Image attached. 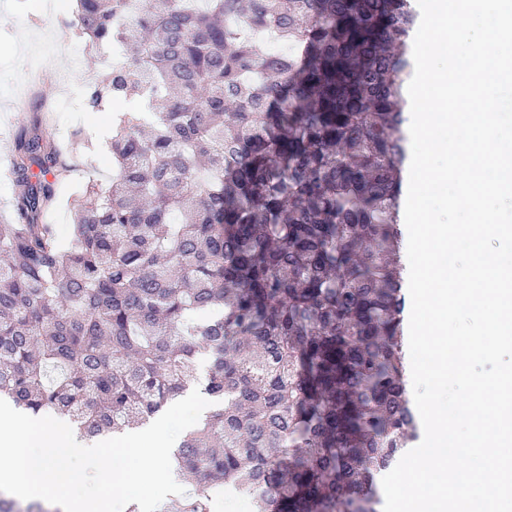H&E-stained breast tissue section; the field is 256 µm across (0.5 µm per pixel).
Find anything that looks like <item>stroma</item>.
Returning <instances> with one entry per match:
<instances>
[{
	"label": "stroma",
	"mask_w": 512,
	"mask_h": 512,
	"mask_svg": "<svg viewBox=\"0 0 512 512\" xmlns=\"http://www.w3.org/2000/svg\"><path fill=\"white\" fill-rule=\"evenodd\" d=\"M74 9L73 0H67L61 13L52 0H0V221L9 220L14 198V186L7 175L14 138L22 127L32 126L40 118L32 106H25L20 113L13 107L16 63L18 58L40 54L46 77L42 95L54 101L64 95L71 104L70 111L56 113L51 132L63 142L78 128L93 145L92 152L74 154L70 176L55 187L56 203L47 220L55 225L64 245L72 240L76 189L91 181H108L113 173L112 115L85 109L87 75L92 69L102 68V60L98 52L66 36L62 27Z\"/></svg>",
	"instance_id": "stroma-1"
}]
</instances>
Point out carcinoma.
<instances>
[{"label": "carcinoma", "instance_id": "carcinoma-1", "mask_svg": "<svg viewBox=\"0 0 512 512\" xmlns=\"http://www.w3.org/2000/svg\"><path fill=\"white\" fill-rule=\"evenodd\" d=\"M76 2L66 33L121 55L86 109L141 108L67 248L44 220L64 147L16 135L0 399L119 433L207 354L216 408L174 454L195 489L166 512H209L219 486L255 512H381L378 477L419 439L397 253L415 0Z\"/></svg>", "mask_w": 512, "mask_h": 512}]
</instances>
